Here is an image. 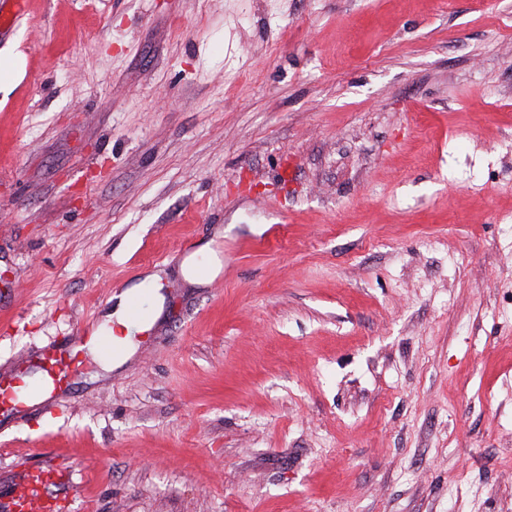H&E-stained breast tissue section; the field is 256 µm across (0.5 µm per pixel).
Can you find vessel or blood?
<instances>
[{
  "mask_svg": "<svg viewBox=\"0 0 512 512\" xmlns=\"http://www.w3.org/2000/svg\"><path fill=\"white\" fill-rule=\"evenodd\" d=\"M88 338L86 327L79 326L72 333L50 342L36 356L35 365L41 371L37 380L25 378L20 370L0 373V407L23 411L32 394L49 399L66 391L81 362L83 346ZM54 476L35 469L10 492L15 512H48V488Z\"/></svg>",
  "mask_w": 512,
  "mask_h": 512,
  "instance_id": "obj_1",
  "label": "vessel or blood"
}]
</instances>
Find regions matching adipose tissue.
<instances>
[{"instance_id": "obj_1", "label": "adipose tissue", "mask_w": 512, "mask_h": 512, "mask_svg": "<svg viewBox=\"0 0 512 512\" xmlns=\"http://www.w3.org/2000/svg\"><path fill=\"white\" fill-rule=\"evenodd\" d=\"M135 293V288L131 287L113 296L112 305L103 316L96 338L88 344L90 355L105 372L120 367L135 352L133 322L129 312V302Z\"/></svg>"}]
</instances>
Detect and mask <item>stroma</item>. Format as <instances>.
I'll return each mask as SVG.
<instances>
[{"label":"stroma","instance_id":"stroma-1","mask_svg":"<svg viewBox=\"0 0 512 512\" xmlns=\"http://www.w3.org/2000/svg\"><path fill=\"white\" fill-rule=\"evenodd\" d=\"M11 45L0 369L164 305L0 414V512L44 463L58 512H512V0H31ZM160 270H152L145 274L143 281L127 290L112 296V306L106 311L102 322L95 333V337L88 343L89 354L105 373L112 372L129 360L135 352V341L132 327L134 326L129 312L130 299L138 293L141 288L158 286L161 281ZM122 334V336L120 335ZM105 336L110 343V350L103 352L102 340ZM112 343L115 351L112 352Z\"/></svg>","mask_w":512,"mask_h":512}]
</instances>
